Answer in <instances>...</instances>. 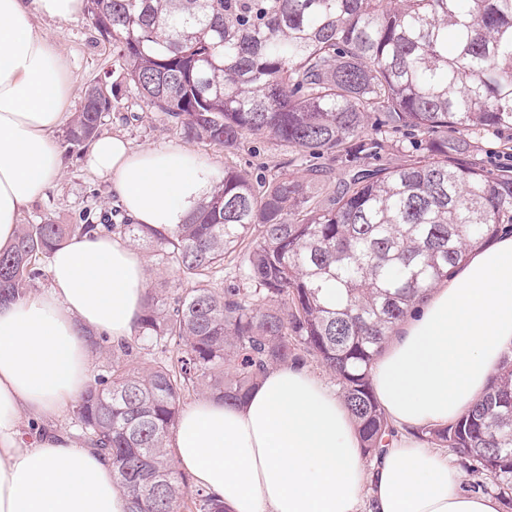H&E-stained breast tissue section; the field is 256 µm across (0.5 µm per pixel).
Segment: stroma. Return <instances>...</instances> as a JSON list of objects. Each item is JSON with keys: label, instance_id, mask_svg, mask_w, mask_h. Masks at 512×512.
<instances>
[{"label": "stroma", "instance_id": "stroma-1", "mask_svg": "<svg viewBox=\"0 0 512 512\" xmlns=\"http://www.w3.org/2000/svg\"><path fill=\"white\" fill-rule=\"evenodd\" d=\"M49 36L61 49L71 77L74 99H81L84 87L94 78L108 76L115 86L112 110L101 128L102 134L124 137L132 146L178 147L210 166L213 180H221L225 168L246 173L252 181H264L281 173L303 174L315 167L322 170V192H333L338 183L360 169L395 167L406 164L410 157L422 154L421 138L410 129L390 134L382 150L365 155L348 150L336 155L317 157L280 145L269 137H249L233 151L206 142L183 137L166 116L147 108L135 87L126 81L112 52L91 27L87 16L67 23L45 22ZM85 152L73 153L57 182L46 196L21 217L34 223L41 217L54 216L61 223L73 224L82 210L101 212L112 209L113 223H122L124 214L117 211V200L111 182L86 166ZM464 161L474 162L487 173L500 174L512 168V130L476 136Z\"/></svg>", "mask_w": 512, "mask_h": 512}]
</instances>
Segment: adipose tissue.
<instances>
[{
  "label": "adipose tissue",
  "instance_id": "ef3b65f1",
  "mask_svg": "<svg viewBox=\"0 0 512 512\" xmlns=\"http://www.w3.org/2000/svg\"><path fill=\"white\" fill-rule=\"evenodd\" d=\"M85 0H0V248L63 169L56 135L72 82L44 20L82 15ZM88 168L108 178L132 223L168 229L212 190L207 165L175 147L136 148L105 135ZM148 286L144 258L120 234L73 238L50 261V284L0 305V512H129L112 463L50 430L25 443L21 420L52 419L79 401L88 338L129 340ZM512 354V233L470 253L389 339L371 368L398 439L365 464L339 393L299 365L277 366L240 405H187L175 455L192 483L227 512H501L464 486L450 456L418 428L457 419Z\"/></svg>",
  "mask_w": 512,
  "mask_h": 512
}]
</instances>
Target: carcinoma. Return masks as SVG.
Here are the masks:
<instances>
[{
	"instance_id": "cac0c4a2",
	"label": "carcinoma",
	"mask_w": 512,
	"mask_h": 512,
	"mask_svg": "<svg viewBox=\"0 0 512 512\" xmlns=\"http://www.w3.org/2000/svg\"><path fill=\"white\" fill-rule=\"evenodd\" d=\"M88 18L144 102L187 139L234 150L270 136L310 155L413 129L426 152L356 173L322 199L308 176L260 183L224 169L209 198L166 231L99 221L166 257L178 284L147 289L135 338L174 355L130 364L134 346L90 340L106 362L74 406L79 437L112 457L129 512H226L176 468L181 403H243L272 366L316 362L336 379L374 460L397 434L370 379L394 328L468 254L512 223V176L451 157L453 139L512 129V0H89ZM112 103L97 82L65 131L94 139ZM46 216L0 249V302L25 296L46 260L95 230ZM234 264L239 285L217 276ZM336 289L331 302L326 289ZM512 494V355L456 420L418 430Z\"/></svg>"
}]
</instances>
